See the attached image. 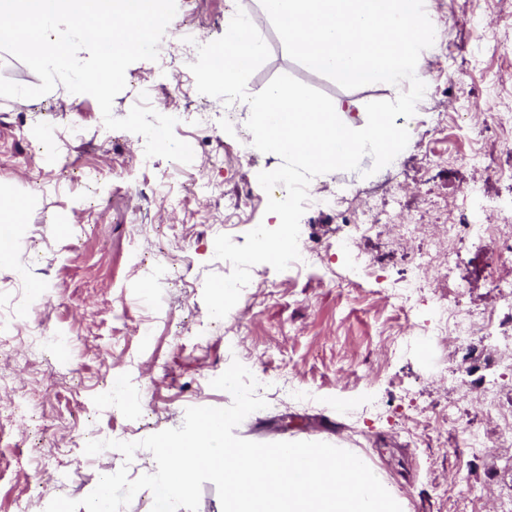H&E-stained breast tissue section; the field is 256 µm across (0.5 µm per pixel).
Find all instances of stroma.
<instances>
[{
	"label": "stroma",
	"instance_id": "35a3bbf8",
	"mask_svg": "<svg viewBox=\"0 0 512 512\" xmlns=\"http://www.w3.org/2000/svg\"><path fill=\"white\" fill-rule=\"evenodd\" d=\"M435 41L423 50L429 79L416 106L407 147L391 164L372 171L364 157L359 170L313 178L311 188L355 201L361 190L398 180L405 190L377 198L390 222L362 240L358 253L340 246L337 213L306 210L299 244L311 253L301 270L251 268V279L222 323L205 319L204 281L229 274L216 259L214 241L229 235L244 244L256 224L274 228L266 212L268 196L257 178L244 177L225 147L257 141V113L240 106L220 81H201L206 57L185 45L179 34L191 18L202 44L224 41L226 17L256 19L265 53L244 77L242 89L256 92L279 85L306 99L332 104L350 98L356 108L344 123L365 126V106L390 101L388 85L345 89L293 60L259 0H177V13L159 45L157 60H141L126 70V87L114 99L116 117L138 103L140 87H151V106L170 114L187 101L206 105L212 134L191 123L177 129L192 144L194 159L183 164L146 157L143 137L106 129L97 101L64 86L34 99L0 98V190L14 208L0 210V226L10 235L0 243V332L15 336L17 355L0 383L27 389L44 414L46 435L35 442L26 429L0 425V512H44L54 498L55 457L71 428L93 429L97 439H136L180 427L187 408H225L230 393L213 388L232 360L251 361L273 377L260 390L266 408L249 414L235 429L255 442H326L364 457L402 512H501L503 494L512 492V447L479 453L467 448L470 431L494 437L498 413L512 414V357L498 362L464 360L455 346L430 336L437 301L446 288L430 285L411 301L409 317L390 306L416 251L433 247L431 231L448 221L447 205L465 201L480 214L492 202L512 215V150L487 146L482 116L512 113V23L501 20L497 0H486L474 21L465 0H428ZM185 95L168 96L170 84ZM57 132L40 156H31L19 125H38L49 107ZM482 153L481 168L471 157ZM223 155L222 167L210 159ZM94 170L90 182H72L69 172ZM224 195L212 210L191 187L200 178ZM481 196L465 199L473 180ZM156 188L143 199L137 189ZM245 205H238L240 188ZM421 225L412 245L403 236ZM493 246L466 239L454 242L449 275L464 289L463 303L483 316L499 310L492 286ZM156 254L157 264H139L140 253ZM373 267L360 287L340 289L358 264ZM129 380L134 401L146 406L143 419L125 415L105 380ZM466 377L474 391L446 387L445 378ZM79 385V401L69 395ZM498 391L487 404L480 387ZM453 403L455 426L444 433L419 427L403 432L411 414ZM82 478L67 493L79 500L93 491L100 471L96 460L127 467L130 478L155 471L151 452L138 450L132 462L107 449L99 457L73 450Z\"/></svg>",
	"mask_w": 512,
	"mask_h": 512
}]
</instances>
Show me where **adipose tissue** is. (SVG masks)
Listing matches in <instances>:
<instances>
[{
  "label": "adipose tissue",
  "mask_w": 512,
  "mask_h": 512,
  "mask_svg": "<svg viewBox=\"0 0 512 512\" xmlns=\"http://www.w3.org/2000/svg\"><path fill=\"white\" fill-rule=\"evenodd\" d=\"M225 34L238 40L224 45V87L236 92L242 77L258 61L264 43L250 17L228 18ZM259 114L261 149L299 158L309 166L329 169L341 166L366 150L389 157L396 153L398 129L379 120L364 129L339 121V114L352 111L353 100L343 98L327 106L307 101L278 85L263 88L255 95Z\"/></svg>",
  "instance_id": "adipose-tissue-1"
}]
</instances>
